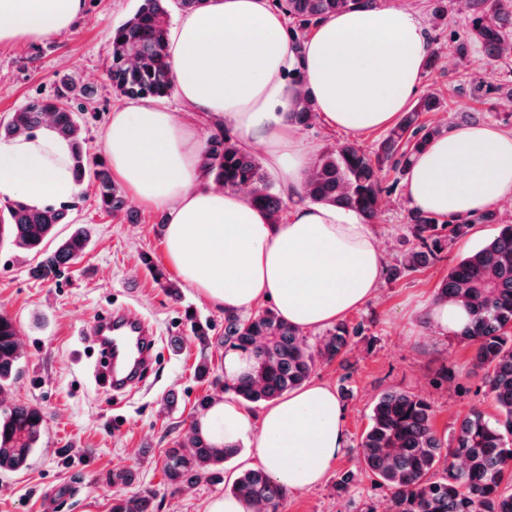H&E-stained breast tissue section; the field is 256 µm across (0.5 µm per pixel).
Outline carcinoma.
<instances>
[{
    "mask_svg": "<svg viewBox=\"0 0 512 512\" xmlns=\"http://www.w3.org/2000/svg\"><path fill=\"white\" fill-rule=\"evenodd\" d=\"M204 0H139L137 9L112 29L108 76L112 91L132 100L165 99L174 92L168 54L172 9L193 10ZM289 19L286 29L295 53L302 52L307 29L318 20L351 8L374 9L378 0H275ZM470 28L461 38L460 57L471 44L499 61L512 57V0H469ZM93 91L62 78L53 94L37 96L0 124V140L32 133L50 125L71 145L72 173L82 184L94 180L99 207L105 212H134L124 191L112 180L102 159H92L85 147L78 113L88 111ZM449 103L437 92L421 96L403 113L377 146L368 151L342 142L315 161L305 188V198L316 204L355 211L365 223L376 216L385 191L381 173H395L391 187L405 175L413 156L448 127L421 120L424 112H446ZM314 106L304 97L291 119L300 126L312 123ZM204 168L208 178L226 189L248 191L251 203L277 221L286 202L275 191L258 157L241 147L225 130L206 142ZM72 206L48 204L31 208L18 199L0 207L12 244L20 252L39 256L29 268L32 278L55 280L85 251L88 230L73 223ZM408 230L416 241L390 275L418 270L435 260L450 242L469 235L475 224H495L496 232L480 248L468 253L448 270L436 296L461 303L470 321L460 332L472 347V373L481 376L494 416L474 407L460 421L452 439L434 429L435 409L427 398L405 391L386 390L377 397L369 424L361 437L360 464L385 491L386 512H512V224H503L488 210L468 221L443 220L411 210ZM60 224L72 225L70 234L53 249L45 243L55 237ZM155 280L170 298H181L180 285L145 258ZM358 328L345 322L326 331L315 347L303 332L282 319L272 308L241 315L224 314V347L253 356L252 373L228 388L203 354L195 365L198 379L214 392L226 390L246 404L269 403L304 385L318 360L340 358ZM23 353L15 320L0 313V393L19 373ZM45 428L43 411L32 405L0 408V473L23 469ZM235 451L216 448L195 428L166 449L163 472L173 487L224 483V462ZM112 485L124 492L112 497L111 512H154V495L147 490L128 494L134 481L130 469H114ZM229 492L279 512L286 491L262 468L240 472Z\"/></svg>",
    "mask_w": 512,
    "mask_h": 512,
    "instance_id": "1",
    "label": "carcinoma"
}]
</instances>
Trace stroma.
<instances>
[{
	"instance_id": "stroma-1",
	"label": "stroma",
	"mask_w": 512,
	"mask_h": 512,
	"mask_svg": "<svg viewBox=\"0 0 512 512\" xmlns=\"http://www.w3.org/2000/svg\"><path fill=\"white\" fill-rule=\"evenodd\" d=\"M417 10L439 56L436 68L425 70L422 90L452 95L453 112H427L423 121L457 129L461 113L472 102L449 84L448 73L498 84L512 80V59L489 60L479 47L459 58L457 36L468 25V13L454 7L433 18L430 0H406ZM138 6V0H86L71 30L42 43H0V123L30 98L51 94L60 74L94 92L84 116L87 148L102 155L100 132L113 109L124 106L108 79L112 29ZM410 209L404 190L383 198L373 220L388 264L400 259L410 233ZM76 223L91 232L83 256L57 281H37L8 236L0 237V311L19 327L25 357L22 369L0 401L39 406L45 430L28 467L0 474V512H111L114 490L107 482L117 467L135 470L137 489L151 491L157 512H204L207 501L223 494V486L201 484L182 490L165 481L162 457L184 434L196 415V401L209 394L199 381L195 364L199 346L185 317L193 309L211 326L208 350L215 369L224 366V311L182 286V301L174 303L142 264L149 255L171 280H178L164 246L158 214L135 204L132 216L106 214L85 184L73 212ZM492 227L477 224L464 239L445 250L427 267L400 277H384L376 297L347 317L359 327L345 354L318 364L314 377L327 381L345 411L349 443L326 480L304 492L287 494L280 512H383L385 493L359 469V443L368 425L375 397L385 390H402L428 398L436 414L434 427L452 437L457 421L472 407L491 411L480 377L471 373L470 348L458 337L439 339L411 316L423 299L433 296L440 281L461 257L481 246ZM131 305L156 329L150 370L140 388L117 392L106 387L99 371V348L89 338L90 326L105 308ZM449 379H442L443 369ZM356 474L349 487L339 477Z\"/></svg>"
}]
</instances>
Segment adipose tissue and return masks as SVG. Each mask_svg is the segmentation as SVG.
<instances>
[{
	"instance_id": "1",
	"label": "adipose tissue",
	"mask_w": 512,
	"mask_h": 512,
	"mask_svg": "<svg viewBox=\"0 0 512 512\" xmlns=\"http://www.w3.org/2000/svg\"><path fill=\"white\" fill-rule=\"evenodd\" d=\"M85 0H0V43H36L69 30ZM169 57L180 108L144 100L112 111L101 143L113 173L165 226V250L182 280L230 313L273 303L302 332L334 325L372 300L385 255L372 225L352 210L304 201L314 145L287 120L300 92L325 126L350 135L392 125L421 87L431 51L419 13L388 0L316 23L296 55L285 17L269 0H206L179 16ZM299 72V81L288 80ZM232 127L261 148L288 209L278 221L247 194L211 184L195 117ZM412 207L467 219L512 199V132L484 124L435 139L407 171ZM81 187L68 141L52 128L0 141V199L40 207ZM416 318L455 336L470 315L430 298ZM213 446L253 448L288 492L320 485L343 455L347 431L333 388L313 379L253 416L235 397L216 399L194 421Z\"/></svg>"
}]
</instances>
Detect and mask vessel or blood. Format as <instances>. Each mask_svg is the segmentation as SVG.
Segmentation results:
<instances>
[{"mask_svg": "<svg viewBox=\"0 0 512 512\" xmlns=\"http://www.w3.org/2000/svg\"><path fill=\"white\" fill-rule=\"evenodd\" d=\"M90 333L102 352L113 389L142 378L148 371L155 341L143 320L126 310L113 309L92 323Z\"/></svg>", "mask_w": 512, "mask_h": 512, "instance_id": "1", "label": "vessel or blood"}]
</instances>
